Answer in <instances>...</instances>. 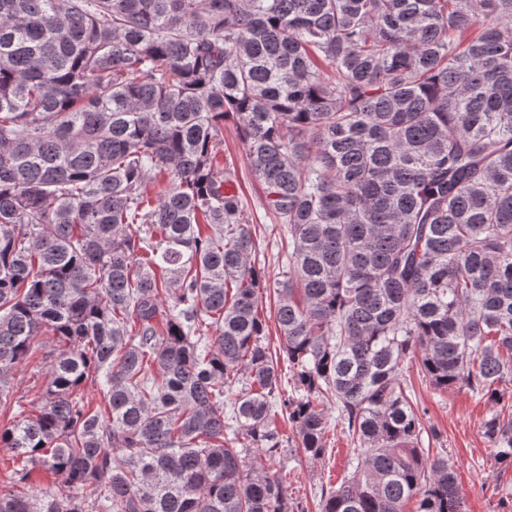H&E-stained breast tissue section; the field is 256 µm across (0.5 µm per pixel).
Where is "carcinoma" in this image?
I'll return each mask as SVG.
<instances>
[{"instance_id": "carcinoma-1", "label": "carcinoma", "mask_w": 512, "mask_h": 512, "mask_svg": "<svg viewBox=\"0 0 512 512\" xmlns=\"http://www.w3.org/2000/svg\"><path fill=\"white\" fill-rule=\"evenodd\" d=\"M230 120L287 228L277 353ZM406 361L501 405L512 465V0H0V413L49 376L0 512H294L275 403L312 460L347 424L321 512H465ZM48 374L43 371L42 375H33V371L24 367L19 368L12 380L13 388L16 392L15 397H21L19 410H23L24 415H32L40 404L37 400V393L45 387Z\"/></svg>"}]
</instances>
